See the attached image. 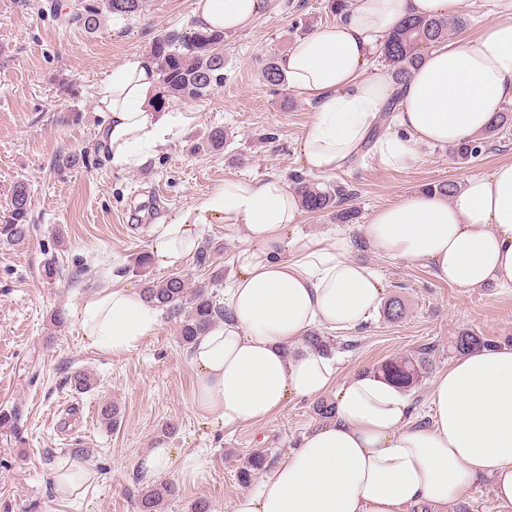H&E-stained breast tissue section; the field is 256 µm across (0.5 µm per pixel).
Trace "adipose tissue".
Segmentation results:
<instances>
[{
    "label": "adipose tissue",
    "instance_id": "ef3b65f1",
    "mask_svg": "<svg viewBox=\"0 0 512 512\" xmlns=\"http://www.w3.org/2000/svg\"><path fill=\"white\" fill-rule=\"evenodd\" d=\"M265 0H196L197 29L246 28ZM461 0H348L336 23L296 39L278 65L290 89L311 105L301 144L313 175L347 168L364 151L408 170L423 145L475 138L499 107L512 103V0H483L475 38L428 50L406 84L368 68L386 36L408 17L455 14ZM158 74L136 56L113 69L96 93L108 113L98 142L112 167L145 165L175 136L179 116L155 107ZM399 103L383 133L375 126L391 96ZM301 205L280 177L232 183L153 228L151 256L163 269L199 246L197 227L222 224L244 244L224 289L227 316L191 347L195 413L212 427L256 422L292 397L333 392L335 415L248 488L234 512H400L405 504L439 507L482 479L512 503V347L460 356L439 374L428 422H412L406 393L380 377L336 380L333 357L286 348L321 327L353 331L376 312L383 288L354 261L347 233L289 238ZM376 253L419 262L438 280L464 289L512 290V163L469 176L451 198L425 192L376 210L364 227ZM82 328L93 344L121 356L159 325L158 311L121 279L86 298Z\"/></svg>",
    "mask_w": 512,
    "mask_h": 512
}]
</instances>
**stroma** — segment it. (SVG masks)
<instances>
[{
    "instance_id": "obj_1",
    "label": "stroma",
    "mask_w": 512,
    "mask_h": 512,
    "mask_svg": "<svg viewBox=\"0 0 512 512\" xmlns=\"http://www.w3.org/2000/svg\"><path fill=\"white\" fill-rule=\"evenodd\" d=\"M75 3L0 0V224L20 181L38 224L24 242L0 246V410H17L20 418L17 431L0 433V512H134L138 460L157 445L180 459L197 453L206 460L189 477L169 472L181 494L164 512H190L199 497L215 512H232L244 490L238 467L256 451L269 465L283 461L320 423L313 400L292 399L260 421L214 430L193 411L195 376L178 320L160 316L153 335L115 357L85 337L81 311L112 278L139 285L130 265L150 251L154 225L170 223L224 185L304 173L300 146L312 108L288 86L267 84L262 69L334 17L326 0H266L251 25L224 36L223 87L191 104L170 100L166 111L183 113L186 125L147 164L119 170L97 141L108 115L97 110L94 93L113 68L148 54L158 34L189 29L195 0H146L141 18H109L92 34L72 23ZM216 125L224 129L223 148L193 152ZM61 152L86 154L87 161L57 173L52 161ZM420 154L418 166L405 171L368 154L320 182L354 189L352 256L375 269L384 295L401 297L407 308L400 322L378 312L358 330L336 332L337 377L433 346L430 376L410 393L414 418L423 422L433 377L455 359L448 346L458 331L500 342L512 337V291L438 281L421 264L374 253L360 239L361 226L377 208L428 184L461 182L512 162V125L466 165L444 147L424 146ZM52 259L62 276L49 283L42 270ZM59 308L67 321L57 328L51 315ZM75 370L93 376V389L80 394L66 385ZM106 402L121 410L112 430L98 418ZM74 448L88 450L83 464L93 474L75 497L58 494L54 484Z\"/></svg>"
}]
</instances>
